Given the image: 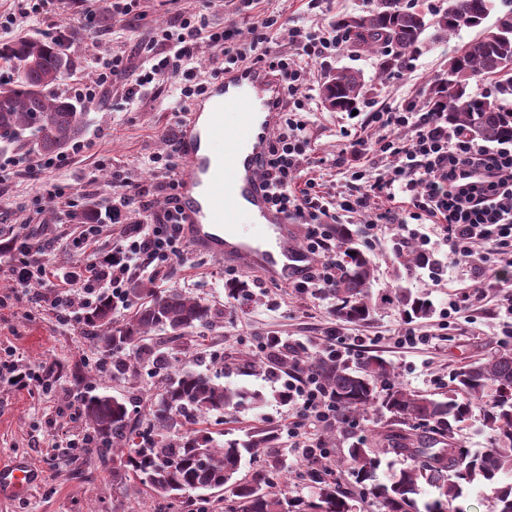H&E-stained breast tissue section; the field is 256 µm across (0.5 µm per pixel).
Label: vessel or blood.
Wrapping results in <instances>:
<instances>
[{
    "instance_id": "1",
    "label": "vessel or blood",
    "mask_w": 512,
    "mask_h": 512,
    "mask_svg": "<svg viewBox=\"0 0 512 512\" xmlns=\"http://www.w3.org/2000/svg\"><path fill=\"white\" fill-rule=\"evenodd\" d=\"M280 76L242 64L210 81L180 122V205L191 248L258 273L268 283H298L316 265L301 230L269 202L262 167L282 117ZM253 227L242 225L243 218ZM41 481L25 460L0 464V497H24Z\"/></svg>"
}]
</instances>
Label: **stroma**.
<instances>
[{
    "instance_id": "stroma-1",
    "label": "stroma",
    "mask_w": 512,
    "mask_h": 512,
    "mask_svg": "<svg viewBox=\"0 0 512 512\" xmlns=\"http://www.w3.org/2000/svg\"><path fill=\"white\" fill-rule=\"evenodd\" d=\"M366 6L367 0H322L312 9L307 0H262L259 9L279 15L286 23V30L274 35L270 47L287 52L291 49L288 27L303 25L318 31L331 26L336 17L362 13ZM198 10L205 12L211 26H223V7L205 6L204 0H141L138 13L127 16L108 11L103 0H58L52 11L36 22L20 14L17 0H0V14L16 16L11 38L69 35L73 69L57 88L61 94L68 85L95 81L91 61L105 50H123L133 69L147 67L141 44L178 12ZM475 35L472 29L448 37L428 30L418 51L407 54L384 76L378 73L376 56L355 53L346 46L314 63L301 92L309 99L307 135L312 157L319 165L303 168L300 180L316 179L324 192L343 191L346 176L336 167L335 158L347 147L349 133L371 143L380 135L377 127L368 124L366 115L355 118L325 108L320 93L324 72L339 67L361 70L367 82L366 101L406 98L418 105L427 88L447 69L457 46ZM176 95L175 85L167 82L148 91L134 111L115 94L100 104L85 105V128L79 138L82 149L57 169L31 176L26 168L35 160V153L0 151V226L19 230L45 225L47 240L38 257L47 266L66 271L89 259L88 253L75 245L80 226L71 218L73 210L88 208L100 213L104 241L118 240L123 227L110 221L112 173L121 169L132 180L153 183L143 162L169 149L166 132L178 123V114L170 107ZM45 183L66 184L74 208L39 199ZM367 219V214L360 213L352 215L350 222L373 261L374 294L382 296L392 286L401 285L432 302L430 317L411 320L397 305L382 302L369 320L342 321L328 294L271 285L254 272L231 274L223 260L190 249L166 270L149 277L156 289L191 294L215 309L213 324L203 336L185 337L170 344L168 350L173 360L181 363L202 359L204 368L221 384L259 394V401H246L231 422L224 424L225 437L242 440L256 430L272 435L279 473L287 478L288 494L293 498H311L313 489L304 476L310 465L300 459L296 441L288 435L291 414L278 398L288 374L282 370L252 374L239 369L246 356L264 357L262 345L267 337H280L304 358L326 349L332 337L356 338L350 363L369 354L381 356L391 363L396 383L438 397L448 392L459 368L512 347V315L505 309V300L512 295V256H487L485 272L475 271L451 259L441 243V226L419 224L416 232L438 243L430 257L438 261L440 274L432 276L427 267L403 273L394 254L400 235L387 226L367 234ZM17 257V251L0 250V348H15L22 367L46 374L53 391L47 395L34 385L19 390L0 381V463L24 458L43 474L39 487L26 499L0 498V512H155L157 498L143 492L136 481L126 476L113 479L111 465L95 453L68 446L70 440H82L89 433L82 414L72 404L74 397L106 394L135 404L152 387L153 376L144 370L133 380L113 378L111 365L104 363L92 338L82 330L81 295H74L68 315L56 316L43 301L45 284L15 286L8 269ZM235 283L248 295L244 304L226 295L228 286ZM409 328L427 335V342L401 345L399 338ZM305 433L310 441H326L330 460L362 438L371 447L382 449L381 472L405 465L402 457L385 453L388 427L385 418L374 411L358 417L354 427L344 433L329 430L324 423L307 424Z\"/></svg>"
}]
</instances>
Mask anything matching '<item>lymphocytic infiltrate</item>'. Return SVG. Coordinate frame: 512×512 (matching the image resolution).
Here are the masks:
<instances>
[{
  "mask_svg": "<svg viewBox=\"0 0 512 512\" xmlns=\"http://www.w3.org/2000/svg\"><path fill=\"white\" fill-rule=\"evenodd\" d=\"M259 3L224 0L227 22L218 30L211 29L203 14H178L173 23L156 31L146 43L149 68L133 74L122 53L100 55L93 60L97 72L94 84L74 88L73 94L92 103L119 77L125 81V101L134 107L151 85L171 79L178 86L180 102L193 100L206 88L195 64L196 49L204 41L220 49L225 67L249 61L281 75L282 119L263 175L272 205L293 223L306 225L305 247L321 259L314 272L299 281V288L322 292L334 287L340 266L326 224L345 213L369 210L375 200L381 209L369 220V229L381 224L405 228L414 222L444 225V242L456 264L472 265L478 244L493 254L512 253V140L502 139L494 146L479 142L449 127L442 113L416 110L413 103L404 100L371 111V122L385 135L377 141L371 157L351 173L345 191L338 197L319 195L316 182L311 180L297 187V173L309 162L311 152L302 118L308 102L299 90L310 74V63L335 54L343 38L333 27L317 33L296 25L289 31L293 53L270 54L264 45L270 33L279 28L277 16H262L261 32L251 42L238 38L237 17L253 12ZM402 128L411 130L409 139L395 138V131ZM154 162L153 186L127 178L117 179L112 186V221L124 227L115 244H101V225H84L76 242L92 248L93 259L88 265L58 278L38 260L25 257L11 269L15 282L25 286L35 280H53L48 303L65 313L72 305L73 292L78 290L94 298L107 290L114 302H122L125 287L134 276L158 272L167 261L184 253L187 241L175 179L178 155L172 151L155 157ZM379 163L386 164L387 170L373 175ZM153 192L165 196V207L156 214L151 213L148 200ZM134 210L148 213L149 223H129L128 215ZM279 395L294 415L288 429L291 437H299L306 422L327 423L336 417L333 399L306 365H297L289 372Z\"/></svg>",
  "mask_w": 512,
  "mask_h": 512,
  "instance_id": "1",
  "label": "lymphocytic infiltrate"
}]
</instances>
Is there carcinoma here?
<instances>
[{"label": "carcinoma", "instance_id": "obj_1", "mask_svg": "<svg viewBox=\"0 0 512 512\" xmlns=\"http://www.w3.org/2000/svg\"><path fill=\"white\" fill-rule=\"evenodd\" d=\"M495 8L494 0H446L432 10L401 3L371 0L360 14L361 30H352L347 18L334 26L356 51L380 57L379 75L398 65L418 49L424 32L433 27L445 34L479 29L448 60L442 81L426 93V107L448 115V125L474 138L512 139V9L503 13L508 24L491 26L483 21ZM0 62L8 76L0 79V149L30 148L50 154L74 141L84 127L86 113L67 97L57 94L59 82L72 61L67 38L23 36L0 43ZM493 79V91L481 97L470 84ZM367 83L361 71L350 67L324 74L321 90L331 112H351L363 99ZM357 232L336 225V247L345 261L329 294L336 300V316L363 321L377 309L373 301L371 261L357 246ZM398 256L406 270L433 264L428 256L402 244ZM126 296L137 299L134 312L122 321L114 306L102 301L83 318L86 333L106 356L112 358V376L137 373V367L169 370L168 358L157 349L154 333L170 341L208 326L215 316L204 300L177 290L158 291L132 279ZM389 300L409 318L432 312L429 300L395 289ZM135 350V364L127 350ZM298 363L295 349L278 348L273 365L287 370ZM308 366L336 400V424L350 426L358 416L374 409L388 416L397 428L398 446L391 452L410 463L377 478L380 459L361 440L348 448L344 473L357 484L370 483L372 495L383 512H463L458 505L464 492L477 486L492 487V512H512V347H505L485 361H475L457 372L445 399L420 394L393 382L390 363L366 355L354 365L325 355L311 357ZM246 393L217 384L211 376L192 369H174L163 376L159 393L147 401L151 425L144 429L126 402L110 396L82 399V414L96 436L95 451L112 460V475L126 470L142 489L166 500L161 512H183L182 498L198 490L229 486L231 498L224 512H351L347 494L338 482L309 473L315 484L308 501L288 497V481L274 479V466L266 462L237 478L244 455L257 457L270 447V438L257 433L246 441L219 442L209 428L195 429L218 414L238 408ZM483 412L494 442L472 453L455 441V424L473 410ZM431 497L418 500L423 488Z\"/></svg>", "mask_w": 512, "mask_h": 512}]
</instances>
